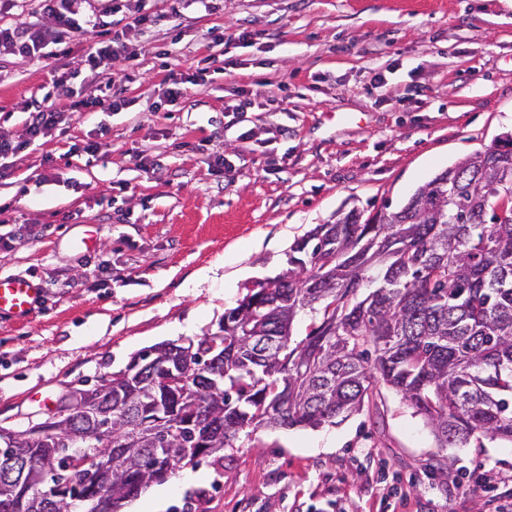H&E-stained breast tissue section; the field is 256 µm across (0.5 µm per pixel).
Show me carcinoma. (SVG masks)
Returning a JSON list of instances; mask_svg holds the SVG:
<instances>
[{"mask_svg": "<svg viewBox=\"0 0 512 512\" xmlns=\"http://www.w3.org/2000/svg\"><path fill=\"white\" fill-rule=\"evenodd\" d=\"M288 269L224 311L214 331L163 342L86 393L112 428L74 409L68 429L0 440V484L26 512H70L46 488L100 495L153 483L155 450L169 472L260 428L337 424L386 386L431 427L441 448L480 434L512 443V139L419 186L393 212L352 210L288 251ZM308 312L316 323L294 338ZM168 427L154 430L157 409Z\"/></svg>", "mask_w": 512, "mask_h": 512, "instance_id": "carcinoma-1", "label": "carcinoma"}]
</instances>
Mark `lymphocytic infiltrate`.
<instances>
[{
  "mask_svg": "<svg viewBox=\"0 0 512 512\" xmlns=\"http://www.w3.org/2000/svg\"><path fill=\"white\" fill-rule=\"evenodd\" d=\"M42 19L25 27L0 26V55L40 58L46 55H70L69 40L72 34H92L94 45L85 54L84 67L91 74L110 70L113 60L128 56V42L155 27L162 15V5L175 4L176 0H110L101 12L86 13L81 9L83 0H40ZM125 18L122 31H113L114 16ZM104 95L71 101L68 107L41 102L25 118V132L19 140L1 139L0 158L19 156L41 139L69 132V115L73 112H91L97 109L118 111L127 104L124 81L115 77L105 85Z\"/></svg>",
  "mask_w": 512,
  "mask_h": 512,
  "instance_id": "1",
  "label": "lymphocytic infiltrate"
}]
</instances>
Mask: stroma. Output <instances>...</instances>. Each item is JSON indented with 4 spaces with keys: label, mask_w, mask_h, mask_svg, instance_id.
<instances>
[{
    "label": "stroma",
    "mask_w": 512,
    "mask_h": 512,
    "mask_svg": "<svg viewBox=\"0 0 512 512\" xmlns=\"http://www.w3.org/2000/svg\"><path fill=\"white\" fill-rule=\"evenodd\" d=\"M165 14L134 40L127 107L74 113L68 136L0 161V276L35 281L23 321L0 315V425L26 426L70 388L125 368L163 341L216 329L258 282L287 268L295 240L358 208L407 202L437 173L512 136V0H216ZM230 63L163 98L211 29ZM251 39L241 41L242 31ZM72 52L0 59V137L60 72L75 98L103 79ZM170 55H160V47ZM263 96L226 111L241 90ZM95 155L70 153L95 133ZM56 168L42 178V160ZM229 167L212 175L204 158ZM93 234L92 247L80 241ZM219 263L217 275L195 281ZM491 480L512 502V444L439 447L391 390L335 426L262 428L129 500L121 512H486Z\"/></svg>",
    "instance_id": "obj_1"
}]
</instances>
